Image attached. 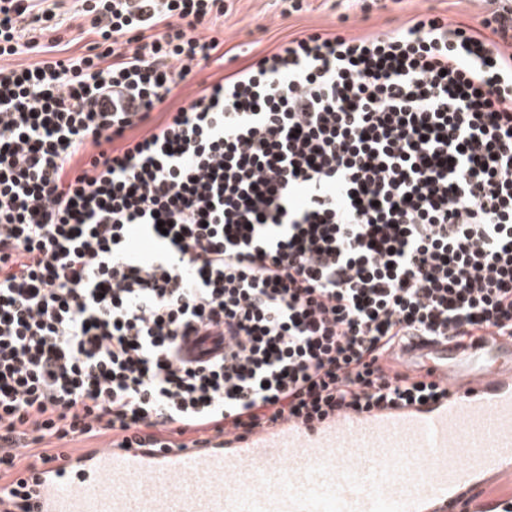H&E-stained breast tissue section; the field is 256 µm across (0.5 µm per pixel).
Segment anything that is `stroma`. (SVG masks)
<instances>
[{"mask_svg": "<svg viewBox=\"0 0 512 512\" xmlns=\"http://www.w3.org/2000/svg\"><path fill=\"white\" fill-rule=\"evenodd\" d=\"M310 11L285 15L284 0H224V16L213 30L226 47L258 54L276 37L309 28L335 27L347 16L348 33L358 36L391 28L394 19L432 14L480 27L490 7L485 0H309Z\"/></svg>", "mask_w": 512, "mask_h": 512, "instance_id": "35a3bbf8", "label": "stroma"}]
</instances>
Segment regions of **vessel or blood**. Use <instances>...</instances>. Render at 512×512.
<instances>
[{"label":"vessel or blood","mask_w":512,"mask_h":512,"mask_svg":"<svg viewBox=\"0 0 512 512\" xmlns=\"http://www.w3.org/2000/svg\"><path fill=\"white\" fill-rule=\"evenodd\" d=\"M401 357L447 399L195 448H91L43 469L30 512H455L512 461V338H414Z\"/></svg>","instance_id":"obj_1"}]
</instances>
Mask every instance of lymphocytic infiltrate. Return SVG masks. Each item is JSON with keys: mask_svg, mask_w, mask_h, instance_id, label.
<instances>
[{"mask_svg": "<svg viewBox=\"0 0 512 512\" xmlns=\"http://www.w3.org/2000/svg\"><path fill=\"white\" fill-rule=\"evenodd\" d=\"M490 3L480 32L288 34L167 111L223 63L224 0H81L64 58L63 14L0 0L9 512L63 443L424 403L446 389L395 364L408 336L512 337V0ZM223 74V65L212 64L210 67L205 68L195 75H193L186 82L182 83L178 91L176 92L175 97L169 99L164 105L165 109H176L180 106L187 105L197 94L199 89L198 85L206 80L210 82L215 80L220 75Z\"/></svg>", "mask_w": 512, "mask_h": 512, "instance_id": "f902f5d3", "label": "lymphocytic infiltrate"}]
</instances>
